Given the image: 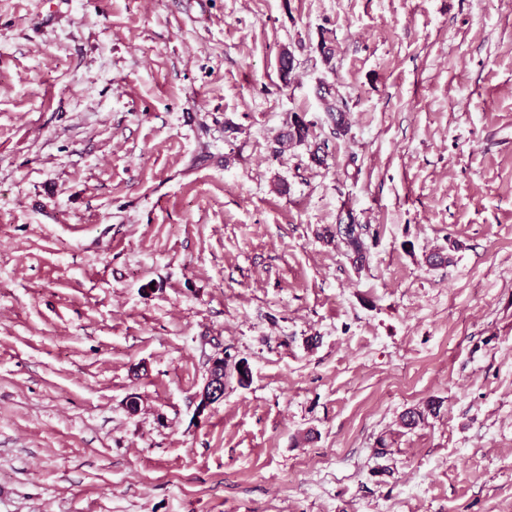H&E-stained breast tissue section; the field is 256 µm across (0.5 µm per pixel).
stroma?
Here are the masks:
<instances>
[{
	"mask_svg": "<svg viewBox=\"0 0 512 512\" xmlns=\"http://www.w3.org/2000/svg\"><path fill=\"white\" fill-rule=\"evenodd\" d=\"M0 512H512V0H0ZM320 92V100L324 105V112L334 124L333 134L336 138L344 137L349 132V125L347 122V104L343 97L336 92H326L322 89ZM310 134V124L299 114H294L288 120L287 129L280 133L275 139L278 147L274 148L276 154L281 153L282 146L285 143L295 142L298 144L308 141ZM356 227L357 230H352V232L345 239H341L336 232V235H331L330 240L336 237V241L344 245L353 263L362 264V262H364L366 259V254L368 251L367 235L359 232L358 229H361V224L354 225V228ZM210 366L208 368V375L206 378V382L203 386L201 393L199 394V403L200 410L207 409L212 403L220 400L224 396V383L223 378L219 377L221 372L218 375L210 376V371L212 369H221L224 368V359L223 357H213L210 359Z\"/></svg>",
	"mask_w": 512,
	"mask_h": 512,
	"instance_id": "stroma-1",
	"label": "stroma"
}]
</instances>
